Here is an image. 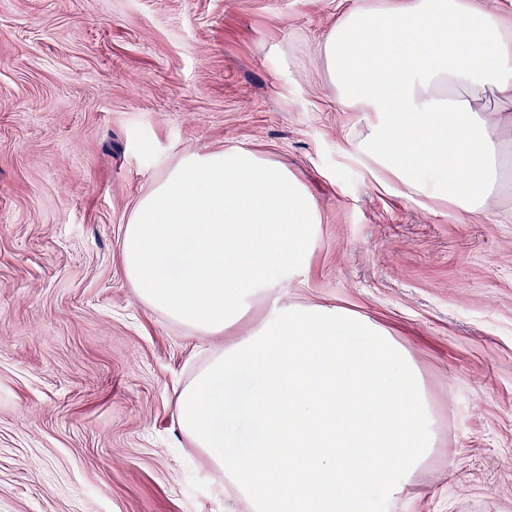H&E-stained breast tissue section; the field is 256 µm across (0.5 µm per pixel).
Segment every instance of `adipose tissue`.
I'll return each instance as SVG.
<instances>
[{
	"label": "adipose tissue",
	"mask_w": 512,
	"mask_h": 512,
	"mask_svg": "<svg viewBox=\"0 0 512 512\" xmlns=\"http://www.w3.org/2000/svg\"><path fill=\"white\" fill-rule=\"evenodd\" d=\"M321 54L338 102L369 115L352 142L388 190L483 211L512 162L479 101L512 109V21L482 0H336ZM321 222L307 188L256 153H188L135 203L125 278L142 304L201 337L304 273ZM178 426L253 512H380L434 444L416 367L368 318L273 305L211 351L178 394ZM246 450L233 441L241 421ZM292 467L282 468L281 459Z\"/></svg>",
	"instance_id": "ef3b65f1"
}]
</instances>
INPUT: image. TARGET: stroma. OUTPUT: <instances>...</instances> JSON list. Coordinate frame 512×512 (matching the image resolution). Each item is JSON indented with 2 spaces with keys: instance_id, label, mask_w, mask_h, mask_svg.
<instances>
[{
  "instance_id": "35a3bbf8",
  "label": "stroma",
  "mask_w": 512,
  "mask_h": 512,
  "mask_svg": "<svg viewBox=\"0 0 512 512\" xmlns=\"http://www.w3.org/2000/svg\"><path fill=\"white\" fill-rule=\"evenodd\" d=\"M336 0H0V512H253L216 494L175 389L207 346L125 279L136 200L188 152L284 167L322 222L286 304L383 326L434 447L384 512H512V187L489 212L384 189L343 149L320 51Z\"/></svg>"
}]
</instances>
